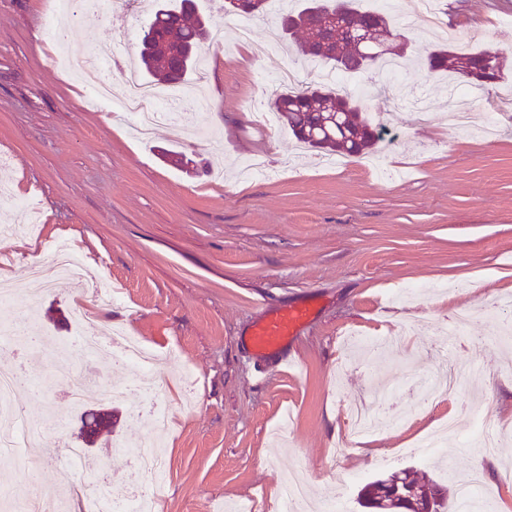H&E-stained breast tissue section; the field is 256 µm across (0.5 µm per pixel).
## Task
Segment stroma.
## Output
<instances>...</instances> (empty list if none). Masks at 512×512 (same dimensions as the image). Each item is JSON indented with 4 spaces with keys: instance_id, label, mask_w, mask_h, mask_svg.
Listing matches in <instances>:
<instances>
[{
    "instance_id": "1",
    "label": "stroma",
    "mask_w": 512,
    "mask_h": 512,
    "mask_svg": "<svg viewBox=\"0 0 512 512\" xmlns=\"http://www.w3.org/2000/svg\"><path fill=\"white\" fill-rule=\"evenodd\" d=\"M223 2L197 0L224 30L223 43L202 47L208 69L188 78L203 84L206 105H175L140 142L108 109H89L85 89L56 63L51 0H0V151L12 156L0 163V185L42 215L34 234L0 236V276H9L16 308L33 311L30 336L50 345L36 360L0 334V371L22 369L15 404L45 430L40 445L0 468V489L34 480L57 491L65 462L49 448L58 442L84 449L76 476L99 477L118 497L131 489L120 447L150 432L131 412L137 395L74 407L67 381L53 378V345L73 343L80 322L101 321L141 336L161 358L157 400L170 410L163 482L153 491L161 512H224L225 501L251 499L281 512L295 467L313 502L362 512L360 487L396 452L399 467L448 486L478 467L496 492L495 512H512V351L490 342L495 320L473 323L456 343L459 394L421 410L403 389L436 374L442 318L484 304L489 289L512 294V123L492 142L448 129L455 79L417 63L445 43L512 61V34L500 22L512 0H484L478 12L454 0V37L393 25L414 63L394 83L375 69L355 74L363 108L387 133L374 153L340 166L298 148L281 121L265 123L280 86L233 32L246 22L263 40L274 20L224 13ZM152 8L153 0H103L98 14L73 12L64 33L74 48H93L141 33ZM59 235L101 288L117 291L111 307L64 278L30 288L27 262L49 261L46 244ZM309 300L316 308L296 343L298 366L280 371L275 356L251 348L250 331L265 313ZM73 375L98 388L116 379L131 387L144 373L99 359ZM47 379L50 395L33 396ZM388 388L407 422L331 458L346 439L342 404L372 403ZM466 405L492 406L504 424L494 455L476 453L467 425L444 459L417 450L423 434ZM88 410L112 413L113 431L88 440Z\"/></svg>"
}]
</instances>
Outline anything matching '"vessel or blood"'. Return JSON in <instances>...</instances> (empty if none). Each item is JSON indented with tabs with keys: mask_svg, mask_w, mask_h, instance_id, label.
Wrapping results in <instances>:
<instances>
[{
	"mask_svg": "<svg viewBox=\"0 0 512 512\" xmlns=\"http://www.w3.org/2000/svg\"><path fill=\"white\" fill-rule=\"evenodd\" d=\"M312 312L311 304L284 306L266 313L255 324L250 343L252 348L261 354L278 356L280 369H288L295 364L292 355L286 354L288 344L294 343L303 324Z\"/></svg>",
	"mask_w": 512,
	"mask_h": 512,
	"instance_id": "b4317fda",
	"label": "vessel or blood"
}]
</instances>
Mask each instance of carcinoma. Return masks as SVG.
I'll list each match as a JSON object with an SVG mask.
<instances>
[{"label": "carcinoma", "mask_w": 512, "mask_h": 512, "mask_svg": "<svg viewBox=\"0 0 512 512\" xmlns=\"http://www.w3.org/2000/svg\"><path fill=\"white\" fill-rule=\"evenodd\" d=\"M345 16L357 27L378 17L383 22L378 43L359 45L339 42L330 28ZM211 25L197 13L195 0H178L173 7L154 10L153 18L141 41V66L152 77L166 84L182 82L197 67L199 50L210 36ZM279 31L288 42L303 35L297 43L299 53L314 62L331 66L341 74H355V65L363 69L388 59L402 57L404 45L390 46L392 36L388 17L379 9L359 10L353 0H304L302 7H292L279 16ZM488 50L459 52L450 45H439L426 56L430 71H446L465 86H486L505 76V57L497 52L494 64L485 65ZM273 109L284 119L293 135L303 144L330 154L360 156L380 141L383 125L373 123L354 95L336 85L320 84L302 90L285 89L273 99ZM418 487L423 500H433L434 512H459L462 507L458 490L450 489L432 478L418 476L411 470L379 475L358 492V504L367 512H413L411 505L390 496L395 481Z\"/></svg>", "instance_id": "obj_1"}]
</instances>
